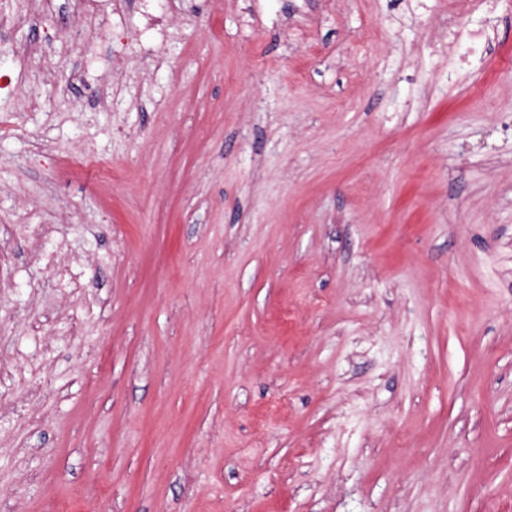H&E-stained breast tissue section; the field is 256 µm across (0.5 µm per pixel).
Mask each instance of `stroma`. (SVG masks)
<instances>
[{"label":"stroma","instance_id":"1","mask_svg":"<svg viewBox=\"0 0 512 512\" xmlns=\"http://www.w3.org/2000/svg\"><path fill=\"white\" fill-rule=\"evenodd\" d=\"M99 12L0 0V512H512V0Z\"/></svg>","mask_w":512,"mask_h":512}]
</instances>
